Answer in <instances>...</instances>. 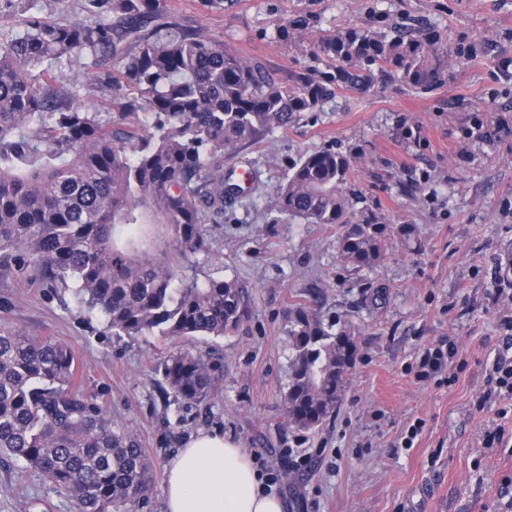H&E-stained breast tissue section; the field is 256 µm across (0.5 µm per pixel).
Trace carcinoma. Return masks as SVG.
<instances>
[{
    "instance_id": "1",
    "label": "carcinoma",
    "mask_w": 512,
    "mask_h": 512,
    "mask_svg": "<svg viewBox=\"0 0 512 512\" xmlns=\"http://www.w3.org/2000/svg\"><path fill=\"white\" fill-rule=\"evenodd\" d=\"M5 3L20 12L23 31L0 41V280L30 270L71 288L116 336L218 338L248 316L236 280H201L190 264L209 258L206 225L224 223V203L239 194L224 155L288 128L339 88L379 79L426 93L448 81L449 56L483 52L459 41L442 54L437 35L423 28L325 30L309 48L313 64L284 79L180 24L163 0H86L87 20L43 16L33 0ZM309 28L297 16L276 38L303 48ZM64 54L117 63L106 84L118 118L76 101L73 80L54 68ZM350 169L334 151L314 152L274 187L272 205L339 226L340 262L371 270L388 236L408 238L415 226L352 221ZM288 337L286 417L311 430L336 415L355 336L348 323L326 326L300 306ZM77 370L68 343L0 326V452L68 494L72 512H136L153 464L80 389ZM162 379L185 400L215 388L210 364L191 351L169 354Z\"/></svg>"
}]
</instances>
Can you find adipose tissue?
<instances>
[{
    "label": "adipose tissue",
    "mask_w": 512,
    "mask_h": 512,
    "mask_svg": "<svg viewBox=\"0 0 512 512\" xmlns=\"http://www.w3.org/2000/svg\"><path fill=\"white\" fill-rule=\"evenodd\" d=\"M166 475L164 512H283L247 452L216 433L190 437Z\"/></svg>",
    "instance_id": "1"
}]
</instances>
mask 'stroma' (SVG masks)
<instances>
[{
    "instance_id": "35a3bbf8",
    "label": "stroma",
    "mask_w": 512,
    "mask_h": 512,
    "mask_svg": "<svg viewBox=\"0 0 512 512\" xmlns=\"http://www.w3.org/2000/svg\"><path fill=\"white\" fill-rule=\"evenodd\" d=\"M182 24L202 30L279 77L309 65L277 40L296 15L313 30L425 26L440 48L481 40L477 58L453 63L448 82L420 93L399 82L341 89L317 112H303L231 158L225 168L256 170L251 190L225 204L209 227L214 251L199 276L236 279L249 317L218 339L115 336L76 304L71 291L30 274L0 280V325L71 344L82 387L113 423L131 431L154 465L140 512H163L165 466L186 441L220 432L246 448L286 512H512V402L481 403L512 316V281L500 265L512 249V0H166ZM89 111L110 92L89 58L64 55ZM491 141L469 137L474 124ZM333 149L349 157V212L384 224H411L391 236L370 271L336 258L338 228L277 213L272 192L292 165ZM306 306L324 322L349 321L357 359L335 417L303 430L283 404L291 349L288 316ZM449 338L457 354L428 380L416 377L424 347ZM209 360L214 390L175 399L158 372L168 352ZM421 430L407 441L413 424ZM503 426L501 444L484 445ZM0 512H70L38 471L0 457Z\"/></svg>"
}]
</instances>
